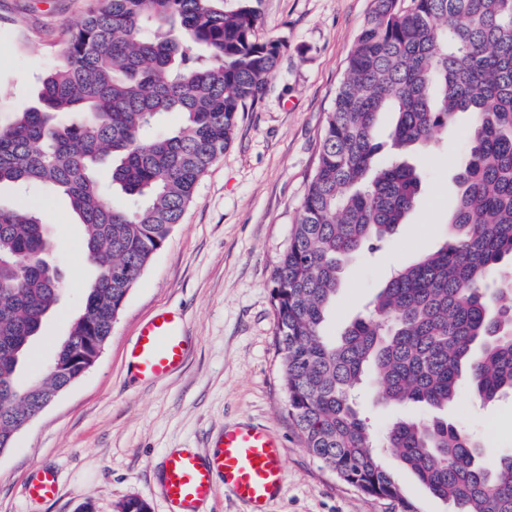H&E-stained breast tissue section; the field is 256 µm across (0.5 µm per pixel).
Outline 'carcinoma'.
<instances>
[{
  "mask_svg": "<svg viewBox=\"0 0 512 512\" xmlns=\"http://www.w3.org/2000/svg\"><path fill=\"white\" fill-rule=\"evenodd\" d=\"M92 0L38 104L0 120V185L50 186L79 217L96 275L41 376L20 371L65 285L38 203L0 205V448L15 424L76 373L88 336L107 342L131 289L198 182L229 146L286 42H259V0ZM391 109L399 154L467 112L468 150L436 251L397 270L339 339L325 334L343 264L393 240L420 191L414 166L375 165L377 119ZM168 114L177 125L160 128ZM111 162V181L98 168ZM512 0H373L327 116L318 163L272 272L275 342L288 416L323 467L367 495L401 499L355 403L430 410L466 388L482 402L512 392ZM403 467L452 512H512V454L485 459L448 421L401 419L386 431Z\"/></svg>",
  "mask_w": 512,
  "mask_h": 512,
  "instance_id": "carcinoma-1",
  "label": "carcinoma"
}]
</instances>
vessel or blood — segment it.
<instances>
[{"label": "vessel or blood", "instance_id": "1", "mask_svg": "<svg viewBox=\"0 0 512 512\" xmlns=\"http://www.w3.org/2000/svg\"><path fill=\"white\" fill-rule=\"evenodd\" d=\"M189 338L180 312L163 309L145 322L131 351V367L142 379L161 380L176 372L187 356ZM161 489L172 512H199L216 487H224L247 512H268L286 480L281 443L264 427H226L216 449L201 456L191 448L168 454L160 472ZM56 474L38 470L24 494L34 501L53 499Z\"/></svg>", "mask_w": 512, "mask_h": 512}]
</instances>
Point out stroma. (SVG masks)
I'll return each instance as SVG.
<instances>
[{"mask_svg": "<svg viewBox=\"0 0 512 512\" xmlns=\"http://www.w3.org/2000/svg\"><path fill=\"white\" fill-rule=\"evenodd\" d=\"M89 5L0 0V102L10 111L34 105L41 79L62 64L64 44ZM372 7V0H262L256 37L286 39L287 50L131 290L95 365L0 454V512H78L86 501L93 512H117L130 498L150 512H170L156 473L161 457L181 448L208 452L226 425L248 420L282 443L286 484L272 512H400L337 479L302 446L281 390L272 300L273 267L288 246L348 54ZM469 124L459 114L440 154L421 147L410 155L422 173L418 203L390 247L347 262L328 335H341L394 271L443 244L456 192L451 161ZM38 202L66 290L32 345L26 377L45 371L94 275L67 198L42 188ZM164 308L187 319L186 361L159 381L132 378L127 364L138 331ZM443 415L479 438L489 456L512 450V396L484 406L465 392ZM383 464L419 512H450L391 451ZM37 467L56 472L54 499L24 496Z\"/></svg>", "mask_w": 512, "mask_h": 512, "instance_id": "stroma-1", "label": "stroma"}]
</instances>
